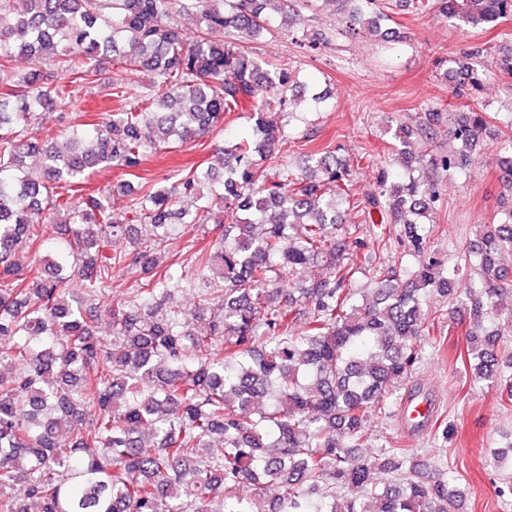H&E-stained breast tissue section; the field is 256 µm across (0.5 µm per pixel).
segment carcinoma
Masks as SVG:
<instances>
[{"instance_id":"obj_1","label":"carcinoma","mask_w":512,"mask_h":512,"mask_svg":"<svg viewBox=\"0 0 512 512\" xmlns=\"http://www.w3.org/2000/svg\"><path fill=\"white\" fill-rule=\"evenodd\" d=\"M377 2L0 0V512H462L448 471H422L414 449H359L370 419L394 413L399 383L433 332L435 294L469 311L462 365L477 381L502 383L512 401V356L497 350L512 331L498 304L512 294V207L480 225V280L465 286L432 255L440 193L419 175L464 169L488 113L457 115L448 129L456 154L409 148L410 135L436 143L438 113L392 118L402 172L380 169L362 222L344 224L352 164L316 148L298 168L260 167L290 143L292 78L223 39H257L335 3L353 34L387 42L397 34ZM408 2L475 27L512 15V0ZM181 14L201 24L192 40L174 23ZM35 53L49 68L13 71V58ZM479 55H465L460 71L474 91ZM109 59L150 73V92L101 124L68 133L50 124L52 112L77 111L76 91L100 81ZM246 109L251 134L220 149L224 175L177 170L163 188L128 181L122 220L110 196L82 194L86 169L133 176L148 153L203 138ZM506 129L493 146L503 198L512 197V123ZM28 157L41 175L24 170ZM375 213L399 225L414 267L369 250L362 225ZM55 217L67 248L46 275L31 255ZM135 224L151 235L112 249ZM198 224L218 226L219 240L163 264L178 258L176 226ZM312 264L325 277L296 287ZM116 270L132 288L106 303ZM176 287L196 292L194 310L174 301ZM102 317L107 336L95 330ZM243 485L251 496L239 494ZM351 487L361 495H343Z\"/></svg>"}]
</instances>
